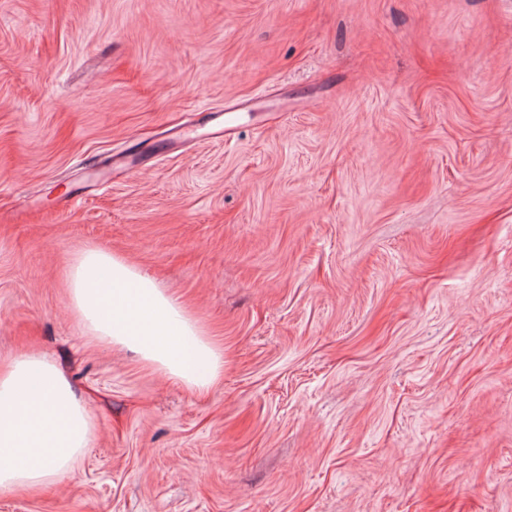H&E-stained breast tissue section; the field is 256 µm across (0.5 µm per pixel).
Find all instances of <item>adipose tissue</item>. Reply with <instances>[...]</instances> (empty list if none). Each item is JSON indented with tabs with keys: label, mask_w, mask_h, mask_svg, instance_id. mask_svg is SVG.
Listing matches in <instances>:
<instances>
[{
	"label": "adipose tissue",
	"mask_w": 512,
	"mask_h": 512,
	"mask_svg": "<svg viewBox=\"0 0 512 512\" xmlns=\"http://www.w3.org/2000/svg\"><path fill=\"white\" fill-rule=\"evenodd\" d=\"M70 305L102 341L136 352L165 378L207 389L224 352L179 301L123 257L84 251L70 272ZM94 436L91 418L53 362L22 356L0 369V489L65 479Z\"/></svg>",
	"instance_id": "adipose-tissue-1"
}]
</instances>
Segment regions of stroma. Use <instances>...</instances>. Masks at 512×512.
<instances>
[{
    "instance_id": "stroma-1",
    "label": "stroma",
    "mask_w": 512,
    "mask_h": 512,
    "mask_svg": "<svg viewBox=\"0 0 512 512\" xmlns=\"http://www.w3.org/2000/svg\"><path fill=\"white\" fill-rule=\"evenodd\" d=\"M91 248L222 344L217 383L92 336ZM27 353L95 435L0 512H512V0H0Z\"/></svg>"
}]
</instances>
